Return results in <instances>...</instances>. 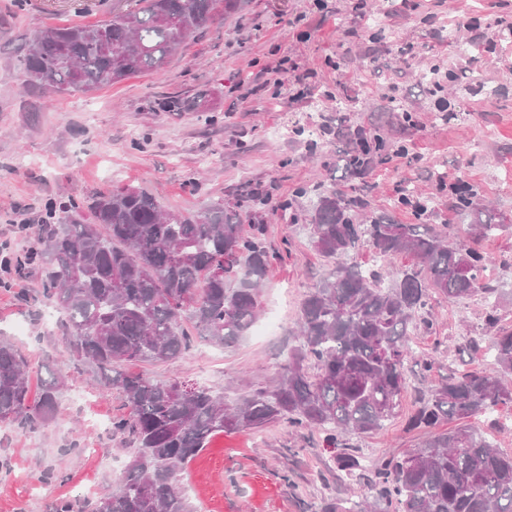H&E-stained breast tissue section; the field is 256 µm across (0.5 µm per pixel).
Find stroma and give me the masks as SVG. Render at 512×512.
Returning a JSON list of instances; mask_svg holds the SVG:
<instances>
[{
    "label": "stroma",
    "mask_w": 512,
    "mask_h": 512,
    "mask_svg": "<svg viewBox=\"0 0 512 512\" xmlns=\"http://www.w3.org/2000/svg\"><path fill=\"white\" fill-rule=\"evenodd\" d=\"M13 4L0 0V243L22 252L48 204H83L118 186L144 188L183 213L267 195L258 214L272 259L258 320L276 329L226 346L198 337L176 359L134 364L153 381L209 387L232 402L249 392L251 373L266 382L279 376L297 341L300 305L331 270L309 242L303 188L363 196L367 212L433 225L455 244L470 241L475 207L492 206L504 220L505 230L479 241L493 294L432 296L436 325L415 339L397 418L349 442L363 471L340 470L320 431L272 424L214 435L182 479L192 512H318L327 499L362 500L369 465L420 442L406 429L419 398L460 372L493 368L489 309L512 327V0H324L319 9L312 0H243L235 15L189 36L161 72L74 95L16 80L30 35L96 24L130 0H31L23 11ZM378 28L386 38L375 44ZM472 40L482 55H460ZM434 67L457 79L441 95H422L419 76ZM172 98L190 110H165ZM397 101L412 125H401ZM298 123L318 128L317 148L293 135ZM341 126L386 139L388 160L365 177H341ZM410 185L432 197L424 216L399 202ZM466 187L476 196L462 212L455 195ZM16 279L23 290L0 288V339L28 360L30 401L57 369L67 378L45 426L0 425V512H54L60 500L115 490L129 447L107 424L124 398L104 389L99 374L68 364L57 327L46 323L51 307L36 269ZM472 336L482 337L481 349L467 346Z\"/></svg>",
    "instance_id": "obj_1"
}]
</instances>
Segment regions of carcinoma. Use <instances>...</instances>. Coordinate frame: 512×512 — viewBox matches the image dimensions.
I'll return each instance as SVG.
<instances>
[{
  "instance_id": "1",
  "label": "carcinoma",
  "mask_w": 512,
  "mask_h": 512,
  "mask_svg": "<svg viewBox=\"0 0 512 512\" xmlns=\"http://www.w3.org/2000/svg\"><path fill=\"white\" fill-rule=\"evenodd\" d=\"M91 26L36 32L16 79L59 94L90 93L140 72H159L183 42L215 16H232L240 0H131ZM346 167L366 174L384 159L387 141L349 131ZM358 197L322 193L310 214V242L336 260L300 307L299 345L288 352L277 384H257L229 405L208 388L185 390L178 381L155 383L126 372L132 362H166L197 335L224 346L245 335L261 309L260 288L270 254L265 225L244 228L242 200L222 199L195 214L165 212L140 188L120 187L83 210L72 202L57 222L43 224L37 246L18 257L35 265L44 299L61 317L58 328L71 359L103 370L104 388H116L125 410L112 431L132 444L107 512H191L180 480L214 435L283 422L323 431L329 448L370 435L395 418L384 410L406 388L412 336L434 329L429 301L437 293L464 299L492 294L486 260L465 244L452 246L429 224H398L387 216L356 221ZM505 228L488 219L473 239ZM390 261L409 255L413 269H365L362 243ZM495 329V373L469 371L439 384L411 415L407 429L425 439L376 464L369 500L352 509L324 502L320 512H512V455L496 448L479 417L512 404V328L486 314ZM57 380L29 403L28 362L0 340V424L38 429L52 418ZM101 500L56 504L55 512H98Z\"/></svg>"
}]
</instances>
